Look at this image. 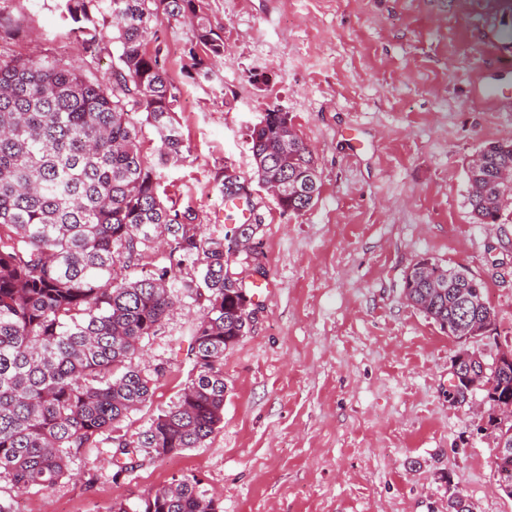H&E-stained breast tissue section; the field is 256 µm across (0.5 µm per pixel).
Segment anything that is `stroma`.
Masks as SVG:
<instances>
[{"instance_id": "obj_1", "label": "stroma", "mask_w": 512, "mask_h": 512, "mask_svg": "<svg viewBox=\"0 0 512 512\" xmlns=\"http://www.w3.org/2000/svg\"><path fill=\"white\" fill-rule=\"evenodd\" d=\"M224 38L209 78L186 72L190 26L158 27L189 151L163 168L160 193L193 206L223 236L225 168L252 182L255 240L271 288L253 301L250 333L224 356V422L205 444L116 475L111 434L73 453L74 479L14 491L13 512H110L192 475L219 512H448L457 490L474 512H512L481 431L482 390L449 393L464 348L493 363L512 350V213L475 223L469 158L512 138V5L496 0H202ZM26 54L75 64L55 0H6ZM286 112L312 149L321 190L306 213L283 212L253 182L249 133ZM465 268L494 314L490 335L460 340L412 307L403 280L418 261ZM201 301L184 297L135 363L164 365L150 403L120 431L132 437L177 398Z\"/></svg>"}]
</instances>
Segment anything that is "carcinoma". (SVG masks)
I'll list each match as a JSON object with an SVG mask.
<instances>
[{"label": "carcinoma", "instance_id": "carcinoma-1", "mask_svg": "<svg viewBox=\"0 0 512 512\" xmlns=\"http://www.w3.org/2000/svg\"><path fill=\"white\" fill-rule=\"evenodd\" d=\"M66 34L84 57L97 59L110 21L119 44L108 76L49 54L10 45L22 24L0 8V478L18 492L50 490L72 476L71 453L116 431L150 402L156 378L134 364L157 335L178 294L206 301L189 336L191 362L177 399L136 437L115 445L113 478L135 459L202 447L224 422V354L251 330L245 269L233 245L259 225L238 224L224 237L203 234L193 209L168 208L160 169L188 146L176 124L175 96L159 50L148 48L162 21L188 23L194 45L187 69L207 76L206 60L224 55V38L201 0H60ZM143 114L136 121L127 106ZM288 113L268 112L251 130L255 175L288 182L282 211L301 215L319 197L312 151L286 126ZM161 142L159 161L141 153L144 127ZM467 170V205L480 224L512 209V139L491 142ZM247 180L224 170L228 199ZM169 249L167 265L152 251ZM188 269L178 277L174 269ZM406 300L448 335L463 316L493 325L481 283L462 268L419 262L406 273ZM511 374L487 368L480 389L494 406L512 396ZM498 489L512 498V460L494 462ZM112 512H217L190 475L156 489L137 508Z\"/></svg>", "mask_w": 512, "mask_h": 512}]
</instances>
